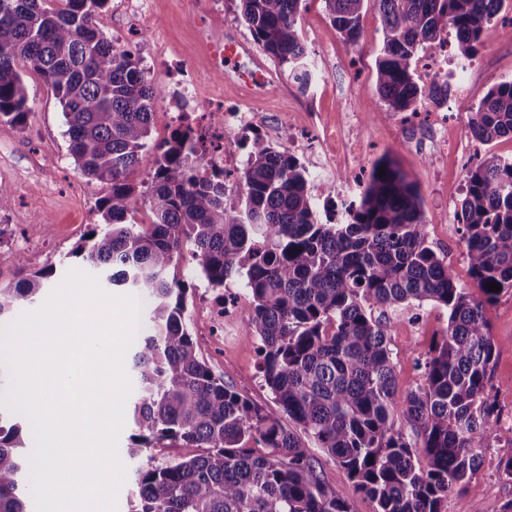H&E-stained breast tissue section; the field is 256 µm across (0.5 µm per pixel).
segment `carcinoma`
<instances>
[{
    "label": "carcinoma",
    "mask_w": 512,
    "mask_h": 512,
    "mask_svg": "<svg viewBox=\"0 0 512 512\" xmlns=\"http://www.w3.org/2000/svg\"><path fill=\"white\" fill-rule=\"evenodd\" d=\"M302 0H239L262 48L303 77ZM365 0H324L344 42L358 44ZM108 0H0V120L22 126L30 112L19 61L33 64L57 98L68 150L81 172L107 185L103 224L83 257L114 285L146 302L149 331L130 369L140 389L129 457L131 512H350L326 484L311 449L343 467L376 512H448V495L471 485L483 453L512 429L498 426L487 388L495 345L485 307L512 292V156L489 154L466 176L457 212L460 242L482 297L460 285L427 241L418 187L387 155L342 224L316 217L308 168L287 149L256 138L239 200L207 176L180 132L149 144L160 92L132 53L117 50L92 18ZM383 43L376 89L387 111L415 112L425 96L447 103L452 84L414 77L419 54L454 31L473 57L506 0H376ZM473 139L512 137V82L465 107ZM152 164L150 228L126 223L130 176ZM385 175H378L379 168ZM190 253L207 283L241 281L250 307L241 322L260 341L259 372L280 407L274 416L241 396L201 359L187 328ZM48 272L0 291V316L35 300ZM496 282L500 290H488ZM446 310L423 364L422 383L400 392L389 348L394 315ZM403 417L414 435L398 425ZM18 423L0 413V512H26L28 461ZM155 448H179L158 460Z\"/></svg>",
    "instance_id": "cac0c4a2"
}]
</instances>
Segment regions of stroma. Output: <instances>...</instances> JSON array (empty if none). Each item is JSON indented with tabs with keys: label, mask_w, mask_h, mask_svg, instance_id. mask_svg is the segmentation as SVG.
Returning <instances> with one entry per match:
<instances>
[{
	"label": "stroma",
	"mask_w": 512,
	"mask_h": 512,
	"mask_svg": "<svg viewBox=\"0 0 512 512\" xmlns=\"http://www.w3.org/2000/svg\"><path fill=\"white\" fill-rule=\"evenodd\" d=\"M224 15L211 26L216 39H239L250 49L241 66L251 58L266 59L280 79L270 92L271 121H286L298 136L317 133L323 116L340 118L343 138L373 166L383 155L393 157L416 182L424 200L428 241L444 255L460 284L472 287L468 264L458 245L456 214L465 195L466 169L486 153L512 155V140L502 138L490 145L475 141L468 129V114L458 107L459 99L478 103L489 89L512 81V9L497 16L489 38L468 61L459 78L455 97L406 121L384 118L386 103L376 91V58L382 47V27L373 0H365L361 37L357 45L343 42L330 22L323 0H302L299 23L303 29L315 79L309 88L295 82L288 66L267 58L253 40L238 14L236 0H109L95 17V24L123 48L134 24L149 26L140 36L135 52L145 77L155 88L170 81L169 66L192 55L201 40L196 17L209 5ZM31 111L25 127L0 121V198L9 205L0 211V289L15 287L22 272L51 270L44 282L52 290L71 268H85L73 251L90 234L101 216L99 198L106 186L89 181L77 168L68 151L66 125L61 107L31 63L21 65ZM25 265H18V257ZM490 334L495 344L494 363L488 391L499 415L512 413V294H503L486 307ZM446 321L440 310L425 307L419 322L397 321L389 347L396 366L399 391L422 381L420 365L439 340ZM229 332L224 336H196L197 350L212 371L239 394L272 415L280 409L259 373V341L245 328L238 315L224 318ZM512 457V445L501 444L485 455L467 491L448 497V512H499L512 499V479L501 475L500 460ZM326 483L344 492L351 512H375L376 504L354 491L347 471L325 454L317 456Z\"/></svg>",
	"instance_id": "stroma-1"
}]
</instances>
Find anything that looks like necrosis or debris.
<instances>
[{
    "label": "necrosis or debris",
    "instance_id": "1",
    "mask_svg": "<svg viewBox=\"0 0 512 512\" xmlns=\"http://www.w3.org/2000/svg\"><path fill=\"white\" fill-rule=\"evenodd\" d=\"M192 64L181 61L163 95L174 102L175 109L166 115L168 132L189 131L191 145L205 175L220 174L226 190H234L241 161L237 145L255 137L260 130L268 93L277 83L275 73L262 68L236 69L234 77L242 98L225 104L223 98L212 99L207 111H198Z\"/></svg>",
    "mask_w": 512,
    "mask_h": 512
}]
</instances>
